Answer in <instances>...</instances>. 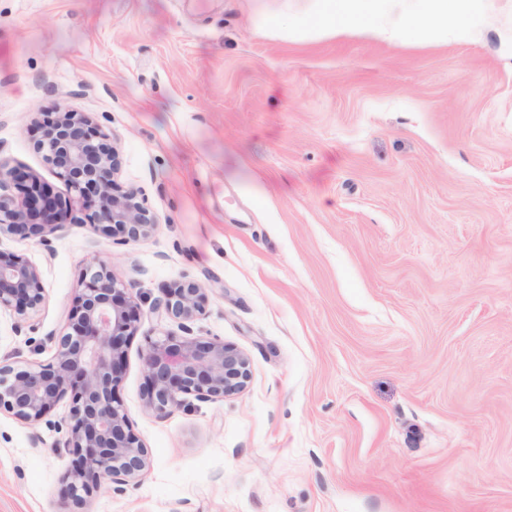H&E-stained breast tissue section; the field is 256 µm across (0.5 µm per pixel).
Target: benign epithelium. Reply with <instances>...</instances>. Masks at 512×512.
<instances>
[{
	"label": "benign epithelium",
	"mask_w": 512,
	"mask_h": 512,
	"mask_svg": "<svg viewBox=\"0 0 512 512\" xmlns=\"http://www.w3.org/2000/svg\"><path fill=\"white\" fill-rule=\"evenodd\" d=\"M37 149L67 183L63 203L35 174L26 175L0 159V232L37 237L47 244L69 228V211L87 212L88 228L118 243L150 237L156 215L116 180L118 152L109 135L84 112H42L35 120ZM78 293L61 335L55 362L18 366L0 362V413L35 426L70 396L66 435L56 447L73 456L64 480L68 502L80 503L105 483L125 485L148 467L147 449L133 433L116 396L127 348L137 335L139 296L107 265L90 261L79 276ZM45 288L38 267L0 250V309L19 316L38 311ZM204 288L179 280L163 289L154 308L177 320L186 337L152 341L141 359L148 390L146 408L158 416L182 404L181 396L200 400L243 391L249 380L247 355L220 341L191 337L204 307Z\"/></svg>",
	"instance_id": "benign-epithelium-1"
}]
</instances>
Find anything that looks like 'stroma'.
I'll return each mask as SVG.
<instances>
[{"label":"stroma","mask_w":512,"mask_h":512,"mask_svg":"<svg viewBox=\"0 0 512 512\" xmlns=\"http://www.w3.org/2000/svg\"><path fill=\"white\" fill-rule=\"evenodd\" d=\"M251 0H0V158L56 196L34 117L114 135L158 222L120 244L0 234L41 271L0 361L52 363L83 264L142 297L116 388L148 450L83 512H512V0L444 40L284 41ZM205 290L202 341L244 352L235 395L145 406L154 303ZM0 414V512H59L72 457Z\"/></svg>","instance_id":"35a3bbf8"}]
</instances>
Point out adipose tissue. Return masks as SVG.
I'll list each match as a JSON object with an SVG mask.
<instances>
[{
  "label": "adipose tissue",
  "mask_w": 512,
  "mask_h": 512,
  "mask_svg": "<svg viewBox=\"0 0 512 512\" xmlns=\"http://www.w3.org/2000/svg\"><path fill=\"white\" fill-rule=\"evenodd\" d=\"M309 11L294 17L287 11L271 12L258 4L254 24L258 32L305 40L315 37L342 39L367 34L389 43L409 35L422 38L447 36L461 27L470 0H405L400 15H393V0H310Z\"/></svg>",
  "instance_id": "1"
}]
</instances>
